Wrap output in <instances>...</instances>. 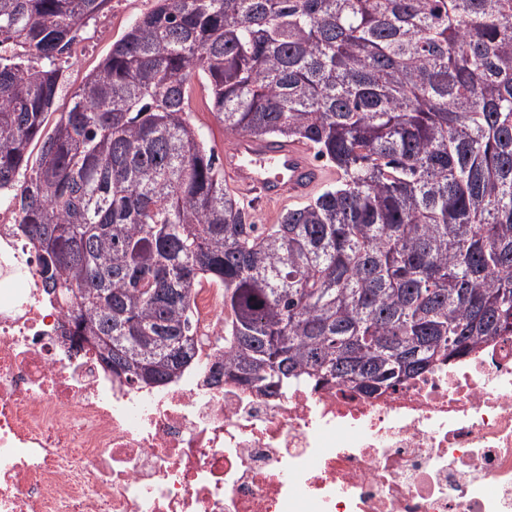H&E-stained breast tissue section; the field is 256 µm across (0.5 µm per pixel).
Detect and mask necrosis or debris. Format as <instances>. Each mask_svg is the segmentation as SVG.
Returning a JSON list of instances; mask_svg holds the SVG:
<instances>
[{
    "instance_id": "obj_1",
    "label": "necrosis or debris",
    "mask_w": 512,
    "mask_h": 512,
    "mask_svg": "<svg viewBox=\"0 0 512 512\" xmlns=\"http://www.w3.org/2000/svg\"><path fill=\"white\" fill-rule=\"evenodd\" d=\"M0 207V512H512V336L371 397L113 374L43 289ZM224 335V291L194 296Z\"/></svg>"
}]
</instances>
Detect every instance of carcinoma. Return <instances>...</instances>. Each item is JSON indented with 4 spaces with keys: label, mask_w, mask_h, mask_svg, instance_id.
<instances>
[{
    "label": "carcinoma",
    "mask_w": 512,
    "mask_h": 512,
    "mask_svg": "<svg viewBox=\"0 0 512 512\" xmlns=\"http://www.w3.org/2000/svg\"><path fill=\"white\" fill-rule=\"evenodd\" d=\"M106 2L0 0L26 52L0 61V194L114 373L181 374L203 281L212 380L269 394L394 391L512 334V0H156L54 118L57 56ZM195 78L224 133L302 141L336 183L255 223ZM194 311L200 336L224 339V290L204 283L196 288Z\"/></svg>",
    "instance_id": "cac0c4a2"
}]
</instances>
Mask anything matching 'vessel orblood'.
I'll return each mask as SVG.
<instances>
[{
	"mask_svg": "<svg viewBox=\"0 0 512 512\" xmlns=\"http://www.w3.org/2000/svg\"><path fill=\"white\" fill-rule=\"evenodd\" d=\"M224 176L243 198H306L322 178L310 146L299 141L239 136L224 144Z\"/></svg>",
	"mask_w": 512,
	"mask_h": 512,
	"instance_id": "1",
	"label": "vessel or blood"
}]
</instances>
